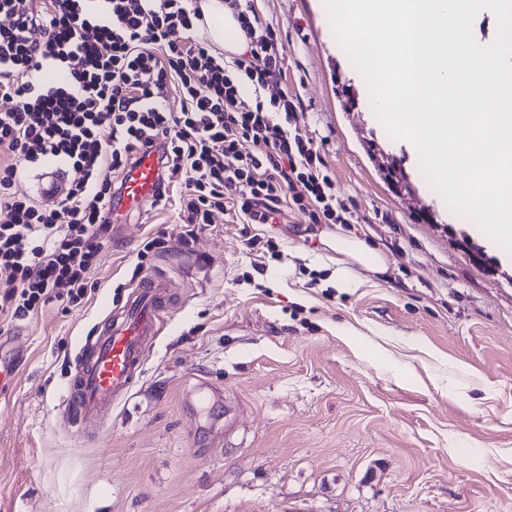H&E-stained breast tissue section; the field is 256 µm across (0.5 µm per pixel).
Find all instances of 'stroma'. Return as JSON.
I'll use <instances>...</instances> for the list:
<instances>
[{
	"label": "stroma",
	"instance_id": "1",
	"mask_svg": "<svg viewBox=\"0 0 512 512\" xmlns=\"http://www.w3.org/2000/svg\"><path fill=\"white\" fill-rule=\"evenodd\" d=\"M283 51L262 99L296 95L305 130L382 249L338 289L326 225L216 214L192 249L179 203L112 231L93 290L24 322L28 362L0 393V512H512V258L472 232L377 119L320 0H248ZM264 234L279 256L253 250ZM169 279L132 391L77 435L74 361L136 280Z\"/></svg>",
	"mask_w": 512,
	"mask_h": 512
}]
</instances>
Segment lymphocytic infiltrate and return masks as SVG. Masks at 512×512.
<instances>
[{
  "mask_svg": "<svg viewBox=\"0 0 512 512\" xmlns=\"http://www.w3.org/2000/svg\"><path fill=\"white\" fill-rule=\"evenodd\" d=\"M187 0H0V319L24 322L51 302L88 293L112 238L109 202L136 152L158 147L166 201L179 187L180 237L221 212L271 224L291 208L313 224H344L335 183L301 125L297 98L248 101L283 73L275 32L225 0L247 49L232 62L191 32ZM178 92L179 111L166 106ZM253 152L242 153V142ZM81 172L53 207L21 191L16 159Z\"/></svg>",
  "mask_w": 512,
  "mask_h": 512,
  "instance_id": "f902f5d3",
  "label": "lymphocytic infiltrate"
}]
</instances>
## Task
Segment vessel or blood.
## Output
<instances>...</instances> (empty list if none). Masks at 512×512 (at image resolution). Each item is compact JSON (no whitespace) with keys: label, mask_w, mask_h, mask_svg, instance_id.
Instances as JSON below:
<instances>
[{"label":"vessel or blood","mask_w":512,"mask_h":512,"mask_svg":"<svg viewBox=\"0 0 512 512\" xmlns=\"http://www.w3.org/2000/svg\"><path fill=\"white\" fill-rule=\"evenodd\" d=\"M161 176L156 148L140 150L129 169L121 196L109 215L122 227L152 202ZM167 281L150 274L133 286L119 319H106L98 336L87 343L76 364L67 395V414L83 433L93 431L112 402L128 394L138 379L148 346L161 330Z\"/></svg>","instance_id":"vessel-or-blood-1"}]
</instances>
